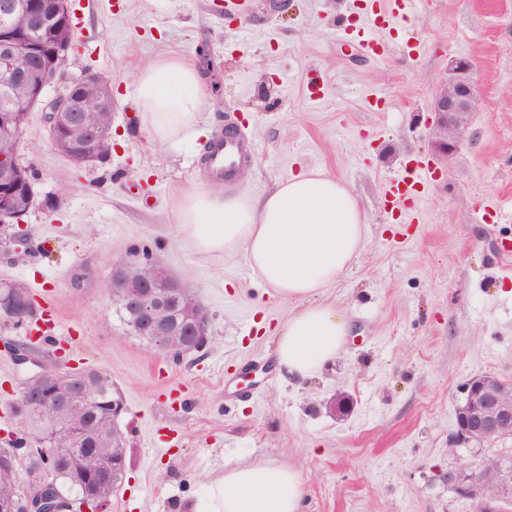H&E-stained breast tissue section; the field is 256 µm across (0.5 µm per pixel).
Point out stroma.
<instances>
[{
  "label": "stroma",
  "mask_w": 512,
  "mask_h": 512,
  "mask_svg": "<svg viewBox=\"0 0 512 512\" xmlns=\"http://www.w3.org/2000/svg\"><path fill=\"white\" fill-rule=\"evenodd\" d=\"M79 53L66 76L110 78V159L74 167L46 143L41 114L23 152L36 178L24 243L0 242V285L53 299L76 338L73 366L111 375L131 463L106 512H197L226 460L298 467L303 512H472L448 489V439L463 387L490 373L512 383V0H417L379 38L384 57L341 40L354 0H75ZM179 58L204 86L196 133L156 142L139 126L136 79ZM473 60L478 104L454 155L433 158L429 104L451 60ZM384 100L374 110L372 95ZM258 142L238 193L262 196L319 168L346 183L367 216L362 255L325 299L347 314L336 360L303 382L280 378L274 326L290 306L242 256L195 250L175 200L200 181L204 148L227 125ZM432 161L417 200L387 184ZM68 195H59L60 185ZM145 247L208 310L211 345L175 361L129 335L100 285ZM254 316L253 328L243 325ZM32 334L0 312V404L27 369L4 351ZM352 398L347 415L329 411Z\"/></svg>",
  "instance_id": "1"
}]
</instances>
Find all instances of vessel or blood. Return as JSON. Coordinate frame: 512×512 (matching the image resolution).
<instances>
[{"label": "vessel or blood", "instance_id": "b4317fda", "mask_svg": "<svg viewBox=\"0 0 512 512\" xmlns=\"http://www.w3.org/2000/svg\"><path fill=\"white\" fill-rule=\"evenodd\" d=\"M413 0H367L365 18L356 27L342 26L340 36L355 39L373 56L384 55L385 44L372 36L374 29L390 23L394 14L406 13ZM259 146L242 131L236 130L210 141L205 150L204 167L209 179L219 180L225 185L236 184L240 171L255 158ZM430 175L428 163L415 162L411 171L392 181L388 192L395 200L413 199L419 192L423 179Z\"/></svg>", "mask_w": 512, "mask_h": 512}]
</instances>
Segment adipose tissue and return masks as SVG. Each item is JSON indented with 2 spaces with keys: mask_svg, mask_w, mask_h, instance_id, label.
I'll list each match as a JSON object with an SVG mask.
<instances>
[{
  "mask_svg": "<svg viewBox=\"0 0 512 512\" xmlns=\"http://www.w3.org/2000/svg\"><path fill=\"white\" fill-rule=\"evenodd\" d=\"M204 96L195 69L177 58L148 64L139 74L141 126L166 142L191 130ZM178 230L201 252L244 255L253 273L291 303L274 330L283 379L321 373L343 348L349 321L321 300L365 247L367 218L352 190L319 169L278 182L254 198L225 194L221 185L191 184L177 196ZM304 479L295 467L265 460L225 464L208 512H300Z\"/></svg>",
  "mask_w": 512,
  "mask_h": 512,
  "instance_id": "obj_1",
  "label": "adipose tissue"
}]
</instances>
